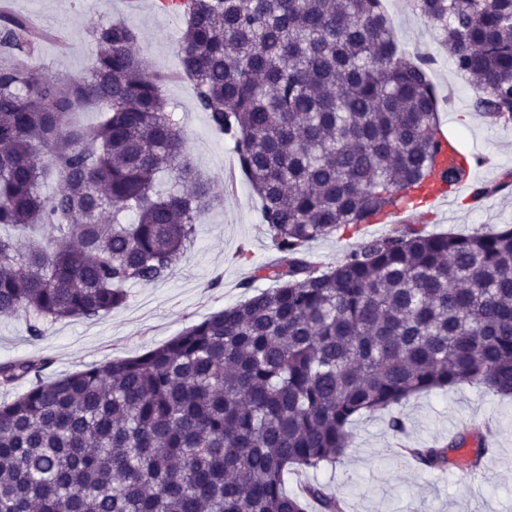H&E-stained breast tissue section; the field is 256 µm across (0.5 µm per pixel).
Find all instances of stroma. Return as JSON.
<instances>
[{
  "instance_id": "obj_1",
  "label": "stroma",
  "mask_w": 512,
  "mask_h": 512,
  "mask_svg": "<svg viewBox=\"0 0 512 512\" xmlns=\"http://www.w3.org/2000/svg\"><path fill=\"white\" fill-rule=\"evenodd\" d=\"M0 15L35 16L57 29L68 42L59 50L55 41L40 42L28 65L52 76H84L95 46L88 29L120 21L137 34L136 51L147 72L161 76L176 70L177 46L184 23L177 16L156 13L150 0H14ZM392 36L408 55L431 57V80L438 98L442 131L480 158L474 183H496L512 173V123H489L472 108L474 90L455 70L447 50L414 11L412 0H384ZM175 106V119L187 136L188 152L197 170L207 178L219 203L201 218L194 245L168 279L157 284H129L124 305L92 320L72 318L50 327L41 339H32L25 316L0 317V363L15 359H49L45 378L140 355L176 336L214 312L243 302L249 289L269 288L258 270L277 259L261 218V203L239 181L229 189L225 172L227 144L208 125L194 98L192 83L181 79L165 86ZM502 224L512 225V187L495 196L472 200L462 191L448 204L422 207L418 225L430 233L469 235ZM397 216L364 225L357 233L337 231L309 243L306 257L319 267L333 266L363 239L390 232ZM405 422L403 434L394 433L390 415L365 414L351 424L352 443L336 465L292 471L284 488L296 492L308 483L322 484L346 504V512H512V398L461 386L420 393L396 407ZM482 416L490 428L492 462L480 477L467 481L464 469L450 467L429 472L403 456L399 441L420 448L447 440L464 422Z\"/></svg>"
}]
</instances>
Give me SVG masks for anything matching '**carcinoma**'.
Wrapping results in <instances>:
<instances>
[{"mask_svg": "<svg viewBox=\"0 0 512 512\" xmlns=\"http://www.w3.org/2000/svg\"><path fill=\"white\" fill-rule=\"evenodd\" d=\"M473 108L512 122V0H414ZM180 69L234 142L279 253L273 286L146 353L52 380L0 364V512H342L290 470L335 464L351 422L434 389L512 395V225L470 236L410 225L336 266L304 247L412 205L438 172L437 97L394 43L382 0H181ZM89 73L21 66L30 25L0 26V316L38 340L163 280L215 201L163 84L122 22L87 31ZM102 114L70 125L78 106ZM167 174L168 186L158 187ZM59 189L46 193L48 180ZM132 212L136 219L126 220ZM474 441L472 453L463 452ZM478 428L412 449L424 468L480 467Z\"/></svg>", "mask_w": 512, "mask_h": 512, "instance_id": "1", "label": "carcinoma"}]
</instances>
